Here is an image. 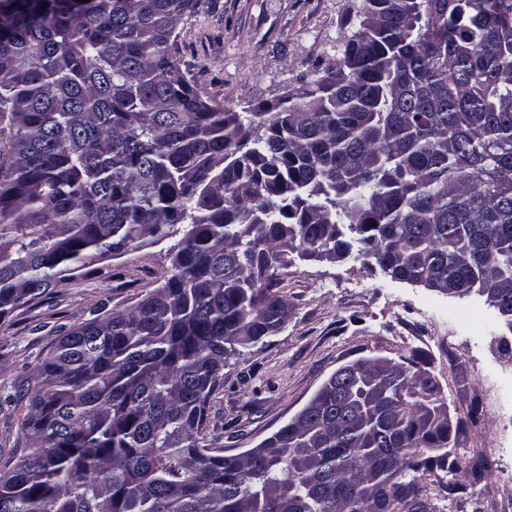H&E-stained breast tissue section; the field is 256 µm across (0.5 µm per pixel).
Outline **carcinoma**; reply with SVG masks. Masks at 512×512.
Wrapping results in <instances>:
<instances>
[{"label": "carcinoma", "mask_w": 512, "mask_h": 512, "mask_svg": "<svg viewBox=\"0 0 512 512\" xmlns=\"http://www.w3.org/2000/svg\"><path fill=\"white\" fill-rule=\"evenodd\" d=\"M201 2L0 0V321L177 238L158 288L38 366L0 512H434L424 480L451 499L464 470L416 360L239 457L204 439L225 364L288 319L294 256L484 296L512 333V0H361L324 75L241 114L181 67Z\"/></svg>", "instance_id": "cac0c4a2"}]
</instances>
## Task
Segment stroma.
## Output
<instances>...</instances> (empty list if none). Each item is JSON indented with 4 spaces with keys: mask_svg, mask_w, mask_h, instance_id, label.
Masks as SVG:
<instances>
[{
    "mask_svg": "<svg viewBox=\"0 0 512 512\" xmlns=\"http://www.w3.org/2000/svg\"><path fill=\"white\" fill-rule=\"evenodd\" d=\"M360 0H207L178 25L179 58L194 85L229 112L278 103L333 61ZM171 266L163 244L131 248L0 322V468L28 448L21 412L61 334L91 311L133 306ZM279 289L284 327L224 368L207 442L225 454L258 447L298 414L340 367L419 357L439 384L453 425L449 447L468 489L436 512H512V344L484 297L438 293L391 279L356 257L293 259Z\"/></svg>",
    "mask_w": 512,
    "mask_h": 512,
    "instance_id": "obj_1",
    "label": "stroma"
}]
</instances>
